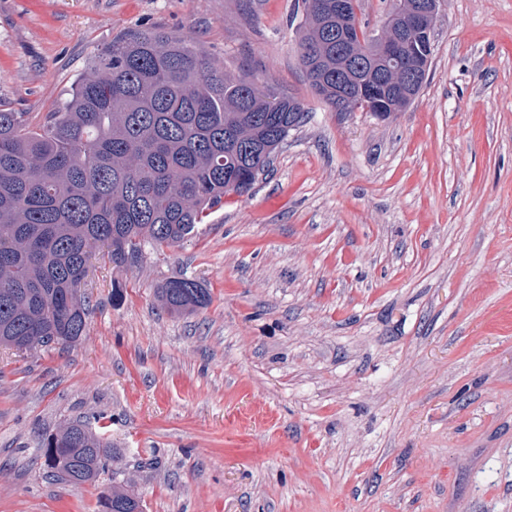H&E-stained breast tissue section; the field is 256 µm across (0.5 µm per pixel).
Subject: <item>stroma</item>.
I'll return each instance as SVG.
<instances>
[{
    "mask_svg": "<svg viewBox=\"0 0 512 512\" xmlns=\"http://www.w3.org/2000/svg\"><path fill=\"white\" fill-rule=\"evenodd\" d=\"M302 0H0V103L40 125L112 39L161 31L299 101L268 172L138 265L96 258L76 342L0 349V512H512V0H442L416 101L337 112ZM197 280L181 316L155 290ZM121 296H113V287ZM103 417L118 458L51 478ZM161 306L170 314L192 313L208 305L211 300L207 288L190 278L173 277L165 280L156 288ZM39 448L47 468L64 484L98 482L116 457L106 433L84 420L67 422L58 432L43 439ZM103 512H144V501L139 493L113 480L111 493L104 496Z\"/></svg>",
    "mask_w": 512,
    "mask_h": 512,
    "instance_id": "1",
    "label": "stroma"
}]
</instances>
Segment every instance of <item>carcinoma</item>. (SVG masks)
<instances>
[{
	"mask_svg": "<svg viewBox=\"0 0 512 512\" xmlns=\"http://www.w3.org/2000/svg\"><path fill=\"white\" fill-rule=\"evenodd\" d=\"M360 0H347L353 54L336 56L334 0H303L299 57L315 94L337 112L366 108L360 84L336 98V69L368 81L381 70L377 37L360 26ZM413 0H393L387 38ZM419 45L396 58L403 71ZM305 110L271 88L209 60L164 32H134L102 50L42 125L0 105V348L27 351L75 342L87 323L79 288L96 250L116 268L147 245L184 241L224 194L247 192L266 171ZM170 314L208 305V289L173 277L156 288ZM64 484L97 482L114 461L106 433L84 420L39 443ZM103 512H144L140 494L112 482Z\"/></svg>",
	"mask_w": 512,
	"mask_h": 512,
	"instance_id": "1",
	"label": "carcinoma"
}]
</instances>
